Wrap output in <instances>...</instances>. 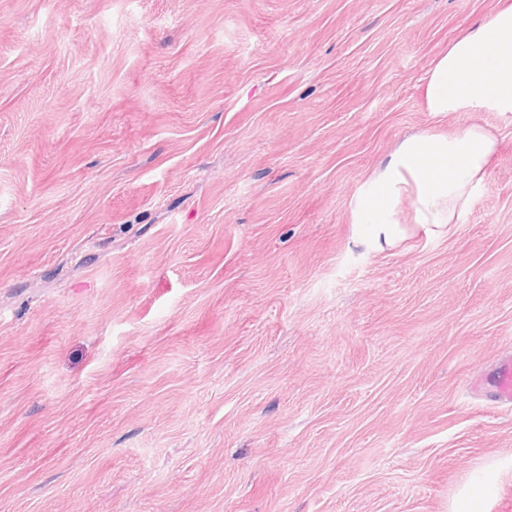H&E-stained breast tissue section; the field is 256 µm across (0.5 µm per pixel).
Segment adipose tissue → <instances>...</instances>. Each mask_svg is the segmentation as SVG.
Wrapping results in <instances>:
<instances>
[{
	"label": "adipose tissue",
	"mask_w": 512,
	"mask_h": 512,
	"mask_svg": "<svg viewBox=\"0 0 512 512\" xmlns=\"http://www.w3.org/2000/svg\"><path fill=\"white\" fill-rule=\"evenodd\" d=\"M425 109L512 113V0L464 29L431 61L420 86ZM498 141L472 123L451 133L405 134L348 200L355 245L382 252L410 235L441 237L486 187Z\"/></svg>",
	"instance_id": "obj_1"
}]
</instances>
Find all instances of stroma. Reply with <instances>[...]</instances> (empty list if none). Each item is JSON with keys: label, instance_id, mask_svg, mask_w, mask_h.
<instances>
[{"label": "stroma", "instance_id": "1", "mask_svg": "<svg viewBox=\"0 0 512 512\" xmlns=\"http://www.w3.org/2000/svg\"><path fill=\"white\" fill-rule=\"evenodd\" d=\"M498 0H0V512H450L512 458V113L426 112ZM485 125L443 238L355 246ZM497 148L495 136L477 123L448 134H405L348 200L355 245L383 252L415 233L448 235L485 190ZM495 401L512 405V355L503 358L493 370L490 379L484 381Z\"/></svg>", "mask_w": 512, "mask_h": 512}]
</instances>
